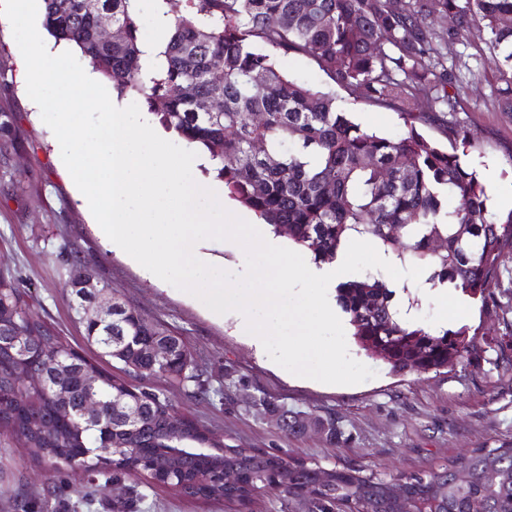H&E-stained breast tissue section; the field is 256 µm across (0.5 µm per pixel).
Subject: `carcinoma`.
<instances>
[{
    "label": "carcinoma",
    "mask_w": 512,
    "mask_h": 512,
    "mask_svg": "<svg viewBox=\"0 0 512 512\" xmlns=\"http://www.w3.org/2000/svg\"><path fill=\"white\" fill-rule=\"evenodd\" d=\"M132 2L43 0L44 26L112 80L117 97L141 100L165 129L207 153L209 171L229 195L314 262L334 259L355 232L396 254L400 264L425 267L430 282L485 299L499 278L502 252L512 248V210L491 211L485 184L461 161L457 144L470 143L464 129L448 126L451 149L441 147L417 130L424 113L415 107L426 98L455 111L447 91L451 45L455 34L477 25L489 33L499 105L512 112V0H156L166 40L159 63L144 57ZM108 14L119 31L110 42L98 35L99 18ZM445 19L452 22L446 40L437 31ZM281 50L309 56L332 89L290 78L274 60ZM338 88L401 110L405 135H382L353 122L336 104ZM213 102L220 109L211 112ZM257 142L260 152L254 151ZM393 296L375 277L337 288L356 343L392 371H437L492 348L466 324L434 335L417 323H401ZM28 297L18 277L0 272V336L52 334ZM118 306L111 322L84 324L100 357L123 365V374L107 370L95 383L103 402L100 422L60 420L49 390L32 391L25 409L0 410V432L23 435L32 460L63 465L89 481L135 470L149 485L157 479L187 497L243 507L257 495L283 490L302 512H395L380 481L362 469L343 464L323 482L314 467L242 447L239 486L224 487L219 470L208 467L224 441L184 420L160 394L133 385L158 377L201 390L193 355L164 325ZM116 336L127 344L164 345L170 358L154 368L147 362L130 368L110 353ZM72 352L56 336L33 361L52 365ZM15 383L12 358L3 351L0 393L9 394ZM117 395L140 411L137 425L110 414ZM254 405L283 431L301 432L287 407L264 397ZM167 448L186 449L178 473L161 472ZM200 472L207 483L185 482ZM404 480L409 496L433 500L443 512H512V446L472 448L436 471ZM311 486L315 497L306 502L301 494Z\"/></svg>",
    "instance_id": "obj_1"
}]
</instances>
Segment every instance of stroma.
Wrapping results in <instances>:
<instances>
[{
  "mask_svg": "<svg viewBox=\"0 0 512 512\" xmlns=\"http://www.w3.org/2000/svg\"><path fill=\"white\" fill-rule=\"evenodd\" d=\"M483 28L460 32L452 46L453 74L468 81L480 75L479 92L458 97L454 111L433 112L419 132L445 138L449 121L461 123L476 140L465 161L481 178L496 176L490 208L512 211V113L501 111ZM21 52L8 20H0V113L12 116L0 132V271H11L30 286L34 309L89 360L97 349L84 335L71 306L67 285L77 270L62 265L59 253H79L82 263L112 296L181 338L207 369L208 397L160 378L140 380V388L165 395L178 411L223 435L225 444L281 455L286 461L333 468L350 463L383 476L427 472L466 448L512 444V249L500 259V276L486 301L464 305L427 301L418 321L429 331L441 322L478 328L495 338L497 349L433 372H392L382 360L348 341L354 359L373 369L375 378L356 385H329L294 376L256 356L232 320L219 318L196 297L166 282L153 283L127 254L104 247L80 192L60 160L59 143L41 119L18 78ZM362 127L398 136L405 132L396 108L338 93ZM265 397L308 416L335 419L336 442L313 430L289 435L265 417L252 401ZM53 476L31 461L20 441L0 436V512H15L16 497L41 512ZM69 489L58 512H112V490L103 480L86 484L66 476ZM131 512H228L222 503H203L168 491L146 492Z\"/></svg>",
  "mask_w": 512,
  "mask_h": 512,
  "instance_id": "obj_1",
  "label": "stroma"
}]
</instances>
